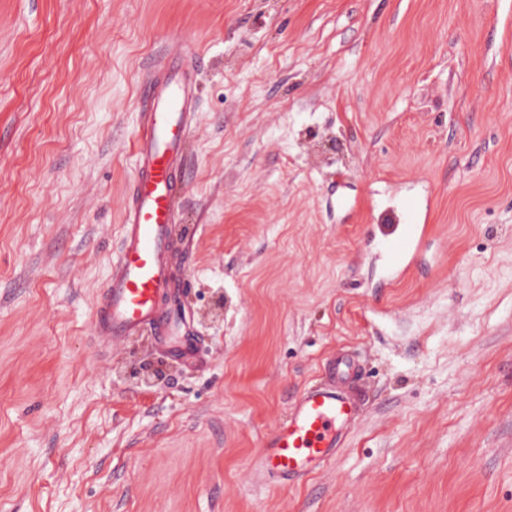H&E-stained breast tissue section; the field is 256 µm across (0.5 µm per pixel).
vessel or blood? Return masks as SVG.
<instances>
[{"label":"vessel or blood","mask_w":512,"mask_h":512,"mask_svg":"<svg viewBox=\"0 0 512 512\" xmlns=\"http://www.w3.org/2000/svg\"><path fill=\"white\" fill-rule=\"evenodd\" d=\"M199 59L169 49L150 59L141 80V124L133 148L136 168L124 213L122 245L107 278L95 314L97 335L118 343L152 330L163 348L183 362L202 364V336L180 334L168 307L173 283L168 254L178 201L184 194V144L196 107L195 73ZM416 222L392 224L382 236L388 269H399L418 245ZM354 362L340 360L327 369V380L304 388L286 420L262 439L265 475L288 481L331 460L344 427L354 419L358 400L344 387L355 375Z\"/></svg>","instance_id":"vessel-or-blood-1"}]
</instances>
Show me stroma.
Here are the masks:
<instances>
[{
  "instance_id": "obj_1",
  "label": "stroma",
  "mask_w": 512,
  "mask_h": 512,
  "mask_svg": "<svg viewBox=\"0 0 512 512\" xmlns=\"http://www.w3.org/2000/svg\"><path fill=\"white\" fill-rule=\"evenodd\" d=\"M180 42L199 367L93 321L141 70ZM408 201L391 274L366 232ZM342 354L344 445L256 480ZM0 512H512V0H0ZM403 212L404 214L398 215L397 223L401 221V216L409 214V224H387L388 229L381 240L382 257L389 270L399 269L418 245L421 224H416V209L411 203H407Z\"/></svg>"
}]
</instances>
